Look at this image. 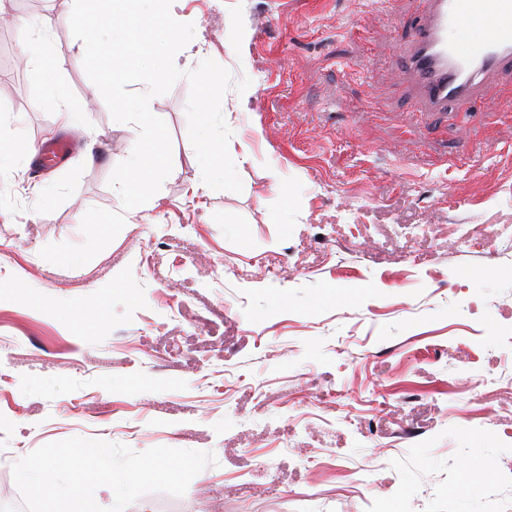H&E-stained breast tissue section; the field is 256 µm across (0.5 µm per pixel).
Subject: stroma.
Here are the masks:
<instances>
[{
    "instance_id": "1",
    "label": "stroma",
    "mask_w": 512,
    "mask_h": 512,
    "mask_svg": "<svg viewBox=\"0 0 512 512\" xmlns=\"http://www.w3.org/2000/svg\"><path fill=\"white\" fill-rule=\"evenodd\" d=\"M70 0H0V501L14 463L72 437L212 452L183 496L127 512H491L512 497V83L466 116L419 111L400 59L419 0H173L175 57L231 74L242 192L202 181L189 85L150 102L172 171L123 210L135 144L87 77ZM55 58L62 100L31 71ZM87 129L64 130L61 106ZM79 147L41 166L34 148ZM125 226L92 261L89 208ZM481 396L490 427L470 400ZM418 440H402L405 429ZM378 461L370 488L350 470Z\"/></svg>"
}]
</instances>
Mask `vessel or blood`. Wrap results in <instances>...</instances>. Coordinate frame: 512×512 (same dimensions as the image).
Wrapping results in <instances>:
<instances>
[{
    "label": "vessel or blood",
    "mask_w": 512,
    "mask_h": 512,
    "mask_svg": "<svg viewBox=\"0 0 512 512\" xmlns=\"http://www.w3.org/2000/svg\"><path fill=\"white\" fill-rule=\"evenodd\" d=\"M402 49L423 107L470 112L493 78L512 74V0H422Z\"/></svg>",
    "instance_id": "obj_1"
}]
</instances>
